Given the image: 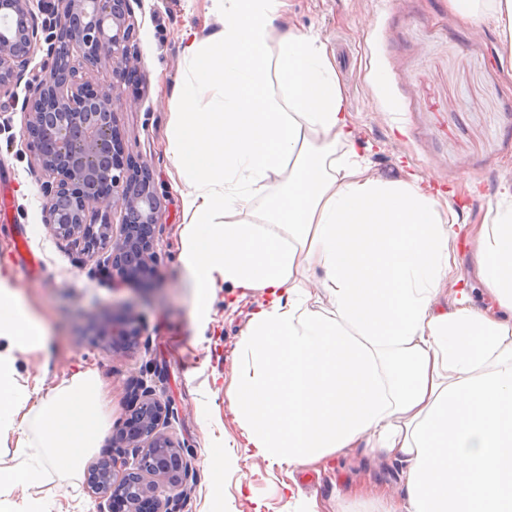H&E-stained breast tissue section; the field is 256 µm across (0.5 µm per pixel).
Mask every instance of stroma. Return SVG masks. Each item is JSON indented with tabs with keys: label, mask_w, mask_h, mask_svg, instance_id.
Segmentation results:
<instances>
[{
	"label": "stroma",
	"mask_w": 512,
	"mask_h": 512,
	"mask_svg": "<svg viewBox=\"0 0 512 512\" xmlns=\"http://www.w3.org/2000/svg\"><path fill=\"white\" fill-rule=\"evenodd\" d=\"M137 54L134 87L117 104L126 150L148 167L161 200L155 245L158 279L144 287L127 280L114 290L110 278L78 258L42 222L46 200L33 159L21 137L28 117L24 86L0 98V281L41 322L47 350L17 355L20 383L49 390L76 369L105 381L111 428L135 404L132 391L146 363L164 371L161 388L173 408L169 431L193 456V480L184 488L182 512H382L400 508L403 466L352 448L330 470L288 469L250 457L224 390L243 363L240 340L259 297L232 303L230 286L217 289L199 309L182 262L188 222L183 195L187 176L168 149L175 100L189 72V40L211 42L224 27L215 0H131ZM277 31L318 37L325 45L347 98L355 134L371 170L388 179L407 174L431 178L451 207L481 223L512 188V79L504 76L496 29L475 26L448 0H285ZM24 226L41 274L14 268L8 258L17 226ZM132 301L144 332L135 348L97 345L98 322L115 305ZM225 444L222 497L210 492L212 446ZM296 482L295 498L283 491ZM51 512H97L83 477L46 475L0 492V512H26L33 503Z\"/></svg>",
	"instance_id": "35a3bbf8"
}]
</instances>
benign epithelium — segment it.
I'll return each mask as SVG.
<instances>
[{"label":"benign epithelium","instance_id":"1","mask_svg":"<svg viewBox=\"0 0 512 512\" xmlns=\"http://www.w3.org/2000/svg\"><path fill=\"white\" fill-rule=\"evenodd\" d=\"M131 0H0V96L14 94L36 53L46 47L41 72L26 87L22 110L29 151L43 175L47 200L43 223L78 254L96 259L95 270L122 276L136 267L155 280L154 235L142 225L158 223L160 197L148 171L129 166L121 143L117 89L129 85L135 51ZM112 63V84L87 79L102 61ZM124 208L114 233L112 208ZM143 331L131 314L101 322L97 343L132 348ZM160 372L137 380L136 403L124 427L112 434V454L91 463L88 491L99 512H173L192 479V461L168 432L170 402L157 392Z\"/></svg>","mask_w":512,"mask_h":512}]
</instances>
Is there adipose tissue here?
<instances>
[{"mask_svg":"<svg viewBox=\"0 0 512 512\" xmlns=\"http://www.w3.org/2000/svg\"><path fill=\"white\" fill-rule=\"evenodd\" d=\"M215 2L224 28L186 47L169 147L190 180L182 260L199 305L225 284L263 298L224 391L247 448L294 468L365 448L405 464L402 512H512V203L462 224L425 178L374 175L317 38L276 33L282 0ZM448 5L494 22L512 58V0ZM452 238L475 241L471 272ZM468 274L497 311L471 305ZM317 289L331 310L311 308ZM0 340V436L37 456L0 483L82 471L108 426L103 382L19 384L16 354L47 337L1 283Z\"/></svg>","mask_w":512,"mask_h":512,"instance_id":"obj_1","label":"adipose tissue"}]
</instances>
